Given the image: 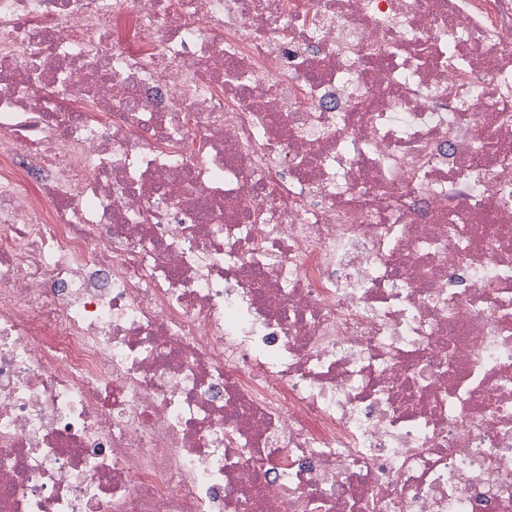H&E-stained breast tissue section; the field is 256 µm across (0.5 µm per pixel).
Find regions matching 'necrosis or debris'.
<instances>
[{"label": "necrosis or debris", "mask_w": 512, "mask_h": 512, "mask_svg": "<svg viewBox=\"0 0 512 512\" xmlns=\"http://www.w3.org/2000/svg\"><path fill=\"white\" fill-rule=\"evenodd\" d=\"M0 512H512V0H0Z\"/></svg>", "instance_id": "1"}]
</instances>
